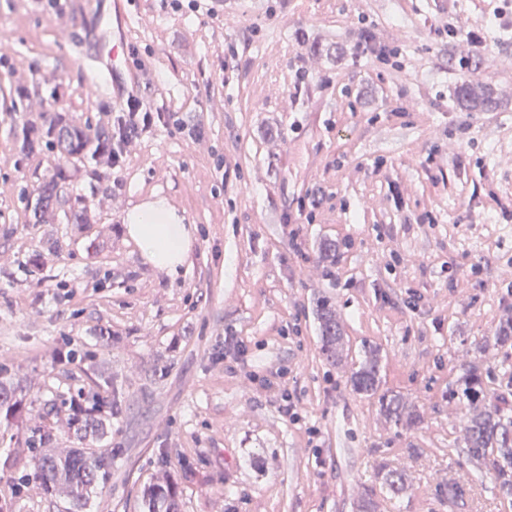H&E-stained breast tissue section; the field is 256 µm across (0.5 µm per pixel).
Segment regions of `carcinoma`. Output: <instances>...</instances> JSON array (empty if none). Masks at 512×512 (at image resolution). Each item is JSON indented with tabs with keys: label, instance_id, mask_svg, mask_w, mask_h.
Returning a JSON list of instances; mask_svg holds the SVG:
<instances>
[{
	"label": "carcinoma",
	"instance_id": "carcinoma-1",
	"mask_svg": "<svg viewBox=\"0 0 512 512\" xmlns=\"http://www.w3.org/2000/svg\"><path fill=\"white\" fill-rule=\"evenodd\" d=\"M453 102L461 111H492L496 108L493 92L488 87H474L460 82L453 93ZM52 138L57 162L52 174L37 188L34 203L28 205L29 223L46 224L53 212L65 204L60 182L64 179L63 165L86 159L99 165H112V129L99 126L82 127L59 116L45 132L25 127L21 130L20 150L32 152L39 148L43 138ZM319 325L321 351L333 365H350L349 381L353 390L366 398L376 400L380 412L389 420L400 424L410 417L400 395L382 389L383 356L380 347L365 345L355 351L343 336L336 319V311L326 299L315 305ZM512 343V319L495 329L493 336L480 341V347L489 343ZM486 384L479 365L473 363L449 390L451 396L467 400L464 424L466 458L484 465L491 473L495 487L505 497H512V401L485 395ZM20 382L0 369V442L14 438L12 427L22 418L24 396ZM68 427L77 448H60L51 434L39 426L31 430L27 448L34 461L37 477L47 494L64 498L72 504V512H83L89 492L103 485L112 472V452L96 453L90 444L106 434L107 422L112 416V395L77 389L69 400ZM380 487H369L361 498L357 512H381L380 498L395 505L408 491L405 474L381 460L376 465ZM448 502L464 506L471 497L470 490L460 482L448 479L438 489ZM142 512H181L175 486L166 481L144 489Z\"/></svg>",
	"mask_w": 512,
	"mask_h": 512
}]
</instances>
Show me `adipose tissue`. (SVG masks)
Wrapping results in <instances>:
<instances>
[{"mask_svg": "<svg viewBox=\"0 0 512 512\" xmlns=\"http://www.w3.org/2000/svg\"><path fill=\"white\" fill-rule=\"evenodd\" d=\"M125 230L147 263L171 275L178 274L194 242L191 226L159 197L128 212Z\"/></svg>", "mask_w": 512, "mask_h": 512, "instance_id": "ef3b65f1", "label": "adipose tissue"}]
</instances>
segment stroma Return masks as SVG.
Masks as SVG:
<instances>
[{
  "label": "stroma",
  "instance_id": "1",
  "mask_svg": "<svg viewBox=\"0 0 512 512\" xmlns=\"http://www.w3.org/2000/svg\"><path fill=\"white\" fill-rule=\"evenodd\" d=\"M87 2L0 0V366L27 390L0 446V505L68 512L26 430L48 424L69 447L57 397L111 385L121 405L97 448L112 476L86 512H139L143 486L165 477L181 512H355L381 460L410 480L395 512H512L467 460L464 402L448 396L475 362L512 399V345L477 346L512 317V38L490 36L492 0H227L213 13L128 0L127 48L155 76L126 74L158 118L117 167L66 166L87 223L32 224L26 198L53 155L21 154L22 127H96L124 109L87 56ZM367 32L402 69L356 52ZM460 80L490 86L499 108L456 110ZM155 196L194 228L175 279L125 232ZM324 240L340 246L329 267ZM319 298L352 349L380 346L383 386L414 424L387 421L326 361ZM286 395L297 421L279 410ZM451 478L473 489L466 507L437 496Z\"/></svg>",
  "mask_w": 512,
  "mask_h": 512
}]
</instances>
